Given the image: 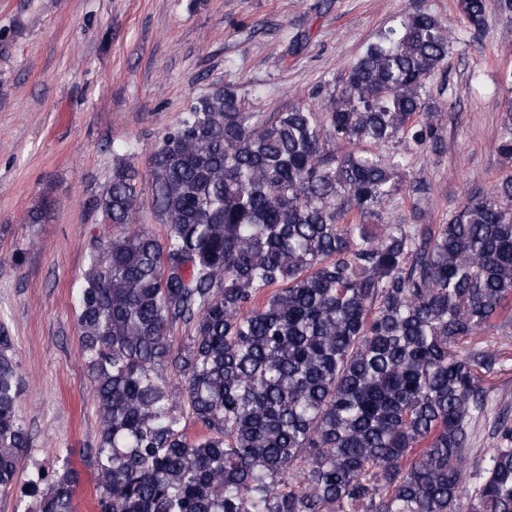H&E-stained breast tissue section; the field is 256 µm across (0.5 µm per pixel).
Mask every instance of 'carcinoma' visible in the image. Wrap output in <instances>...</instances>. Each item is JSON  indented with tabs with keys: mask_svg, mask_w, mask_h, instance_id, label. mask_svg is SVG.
<instances>
[{
	"mask_svg": "<svg viewBox=\"0 0 512 512\" xmlns=\"http://www.w3.org/2000/svg\"><path fill=\"white\" fill-rule=\"evenodd\" d=\"M458 7L486 28V0ZM448 44L416 10L320 112L267 117L230 85L199 97L150 154L162 240L134 224L139 171L116 157L96 207L121 232L78 290L98 512H512V402L483 378L512 334V175L444 224L383 222L409 157L380 148L437 151L424 98ZM499 148L512 156V106ZM180 323L193 335L175 348ZM9 349L0 328L1 488L29 444ZM77 480L65 463L21 492L36 512H72ZM169 381V385L172 391L176 392L177 402L179 404L178 410L184 413V422L186 423V432L188 437L194 438L202 433V429L196 425L189 415L187 405L184 406L183 395L185 392V379L180 376L177 372L171 371L170 369L166 373Z\"/></svg>",
	"mask_w": 512,
	"mask_h": 512,
	"instance_id": "carcinoma-1",
	"label": "carcinoma"
}]
</instances>
